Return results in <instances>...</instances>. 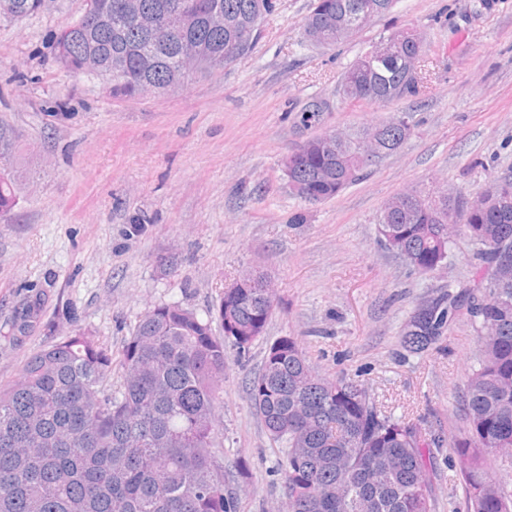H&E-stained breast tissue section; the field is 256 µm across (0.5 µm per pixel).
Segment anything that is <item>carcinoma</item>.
<instances>
[{"mask_svg": "<svg viewBox=\"0 0 512 512\" xmlns=\"http://www.w3.org/2000/svg\"><path fill=\"white\" fill-rule=\"evenodd\" d=\"M53 0H0V17L44 13ZM106 0H85L82 16L63 26L55 59L76 75L101 73L115 99L173 90L195 73L234 63L261 36L271 0H138L163 19L183 5L180 27L148 32L132 20L117 31L96 26ZM396 0H314L306 38L317 46L348 40L387 14ZM417 39L391 33L344 73L351 103L416 97L426 73ZM123 71L111 72L114 57ZM410 116L358 133L313 137L284 158L288 186L318 202L338 196L410 137ZM21 160L14 132L0 127V213L17 204ZM495 210L460 192L408 190L386 202L379 236L420 273L444 264L458 228L476 246L468 288L443 291L404 322L402 348L420 354L449 324L470 317L481 342L467 377V427L447 440L376 404L353 381H333L309 365L293 336L273 341L249 380L252 408L269 438L284 448L288 512H435L434 450L450 445V470L462 485L466 512H512V488L486 462L512 466V176L498 179ZM275 308L268 276L254 272L224 291L208 317L175 303L149 309L114 360L86 329L34 351L18 381L0 387V512H235L224 490V459L214 435L225 353L243 354L263 336ZM43 293L26 296L8 335L20 339L42 323ZM119 363L122 384L112 389Z\"/></svg>", "mask_w": 512, "mask_h": 512, "instance_id": "carcinoma-1", "label": "carcinoma"}]
</instances>
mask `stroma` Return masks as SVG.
<instances>
[{"label": "stroma", "mask_w": 512, "mask_h": 512, "mask_svg": "<svg viewBox=\"0 0 512 512\" xmlns=\"http://www.w3.org/2000/svg\"><path fill=\"white\" fill-rule=\"evenodd\" d=\"M312 4L276 0L262 37L236 62L124 100L55 61L54 37L82 15L83 0L0 17V122L24 158L19 202L0 214V328L28 289L45 298L43 325L19 342L0 335V385L76 327L117 353L154 305L204 317L244 271L264 272L277 306L245 360L228 352L219 410L236 512H286L283 450L247 394L279 337H296L315 371L358 382L388 412L448 435L464 428L480 348L471 321L459 316L420 355L402 349L400 330L420 302L469 285L474 249L457 230L447 263L423 274L381 244L377 225L399 192L477 200L512 175V0H398L327 47L304 41ZM396 29L424 40L423 93L347 102L344 72ZM398 112L409 113L411 136L362 179L318 203L291 191L283 160L296 144Z\"/></svg>", "instance_id": "35a3bbf8"}]
</instances>
